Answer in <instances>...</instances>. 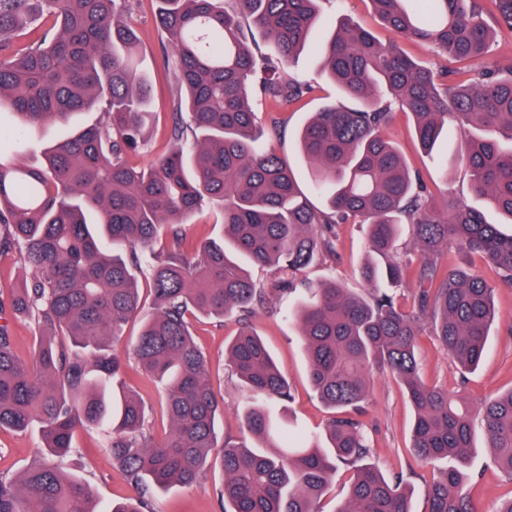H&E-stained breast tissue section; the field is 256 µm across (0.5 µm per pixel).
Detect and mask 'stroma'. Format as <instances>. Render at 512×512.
<instances>
[{
	"label": "stroma",
	"mask_w": 512,
	"mask_h": 512,
	"mask_svg": "<svg viewBox=\"0 0 512 512\" xmlns=\"http://www.w3.org/2000/svg\"><path fill=\"white\" fill-rule=\"evenodd\" d=\"M130 7L129 18L141 40L139 59L150 78L156 112L146 147L130 156L132 164L145 168L171 147L173 82L164 62L166 43L156 24L153 0H131ZM320 10L326 20L343 14L369 26L381 42H388L392 37L390 31L377 23L368 0H321ZM322 38V28H315L308 48L285 68L286 76L311 87L299 106L283 112L261 90H253L251 96L258 121L268 131L267 147L291 163L300 189L317 208L323 207L325 200L311 186L307 165L298 154L296 134L310 113L337 100L336 88L325 75L318 52ZM388 134L409 168L420 174L431 191L441 190L451 197H467L473 207L485 213L489 223H503V216L487 201L470 195L468 169L461 159L463 145L455 134L440 139L433 153H425L415 137L411 115L400 110L395 112ZM441 157L448 160V178L444 181L440 180L436 165ZM367 250L368 241L361 225H337L335 264L315 263L305 270L303 277L314 284L335 278L352 292H362L365 283L359 270ZM302 295L299 289L276 294L273 308L256 309L250 321L264 338L291 386L293 398L274 406L275 420L288 423L293 430L319 434L330 411L310 387L299 328L288 316ZM496 309L498 316L490 328L485 356L475 370L461 372L434 337H421L418 357L424 383L451 393L461 392L475 408L492 393L512 389V287L498 290ZM238 327L234 317L219 321L202 316L193 323L196 341L206 356L213 391L224 400V420L218 436L230 442L244 440L252 445L256 439L244 431L240 419L247 394L238 385L224 356V345ZM124 378L152 406L154 433L163 435L168 421L163 411L162 389L150 381L131 358L125 363ZM361 419L371 441V463L385 476H402L413 493L415 512H424L426 487L433 477L447 468L448 463L444 460L424 462L415 457L410 447L414 412L400 385L386 374L373 373ZM111 442V431L91 426L78 428L75 449L65 459L66 470L84 477L96 498L105 504L133 493L132 486L112 458ZM40 451L41 439L37 430L25 433L0 430V473L21 472ZM469 470L477 477L471 492L478 498L482 512H496L502 500L512 496V481L493 464L484 433L480 430L475 433V450ZM223 483L224 474L220 468H210L194 486L174 484L155 494L154 512H222L219 490Z\"/></svg>",
	"instance_id": "stroma-1"
}]
</instances>
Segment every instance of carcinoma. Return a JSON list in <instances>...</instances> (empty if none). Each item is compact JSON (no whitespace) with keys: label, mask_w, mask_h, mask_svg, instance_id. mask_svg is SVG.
Returning <instances> with one entry per match:
<instances>
[{"label":"carcinoma","mask_w":512,"mask_h":512,"mask_svg":"<svg viewBox=\"0 0 512 512\" xmlns=\"http://www.w3.org/2000/svg\"><path fill=\"white\" fill-rule=\"evenodd\" d=\"M129 2L0 0V107L17 118L0 125V138L22 148L31 129L65 130L76 114L100 112L95 124L45 147L40 169L0 157V253L17 254L32 272L9 298L0 295V429L36 426L44 443L20 475L0 473V512H150L157 490L198 483L215 449L223 512H322L338 463L351 477L336 512H414L402 482L368 461L364 425L347 413L360 409L375 369L400 383L413 405V453L453 460L427 485L425 512H479L465 490L472 409L424 384L416 347L427 328L462 369L478 365L497 316L495 292L512 287V232L462 198L437 204L387 129L396 105L412 114L427 150L448 127L462 130L471 193L512 222V67H464L487 53L495 27L512 30V0H370L396 35L387 44L358 23L331 22L320 53L342 100L312 113L298 134L322 209L300 195L289 164L260 144L250 105L255 84L281 110L308 93L283 70L320 21V0H158L175 122L173 149L147 170L128 164L154 116ZM244 21L277 64L261 66L243 40ZM413 39L460 67L434 79L404 52L402 42ZM207 207L221 214L224 236L194 245L182 226ZM349 223L366 227V293L334 278L302 280L307 267L334 255L335 227ZM405 227L411 255L398 251ZM450 246L492 266L497 281L469 263L442 267ZM240 254L271 268L281 289L306 292L291 317L311 387L337 411L326 447L275 431L271 406L291 399L290 385L246 322L225 356L249 392L242 418L262 449L218 442L224 402L211 389L190 318L246 316L268 304ZM413 265L418 288L406 310L398 296ZM141 276L150 284L148 310ZM9 317L38 325L36 366L16 356ZM137 318L139 334L122 342ZM126 354L164 388L169 429L159 440L144 402L123 389ZM479 415L486 447L512 482V389L486 400ZM79 424L112 430L113 459L137 497L101 507L89 482L65 470Z\"/></svg>","instance_id":"carcinoma-1"}]
</instances>
